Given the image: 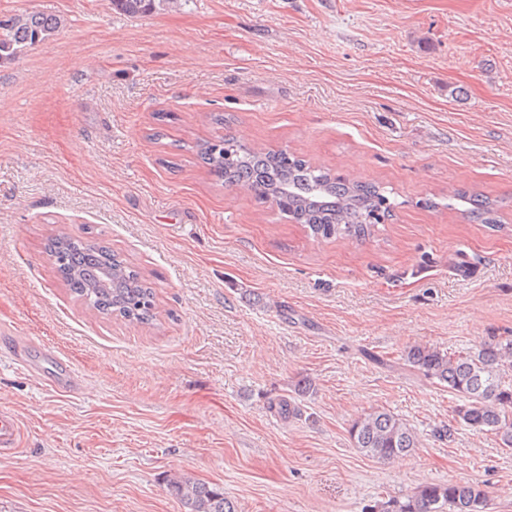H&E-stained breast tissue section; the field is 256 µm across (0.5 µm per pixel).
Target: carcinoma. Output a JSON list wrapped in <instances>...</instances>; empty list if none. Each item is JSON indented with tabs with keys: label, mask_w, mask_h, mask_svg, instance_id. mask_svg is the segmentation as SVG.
Returning <instances> with one entry per match:
<instances>
[{
	"label": "carcinoma",
	"mask_w": 512,
	"mask_h": 512,
	"mask_svg": "<svg viewBox=\"0 0 512 512\" xmlns=\"http://www.w3.org/2000/svg\"><path fill=\"white\" fill-rule=\"evenodd\" d=\"M163 0H113L122 12L135 16ZM57 16L41 11L7 15L0 25V64L17 59L48 40L58 30ZM203 162L218 180L239 185L261 200H273L279 210L308 229L316 239H363L389 216L392 205L375 184L336 176L311 166L293 154L245 148L232 137L207 144ZM454 199L469 205L465 214L482 224L495 222L496 204L465 191ZM47 251L71 294L107 316L150 324L156 320L153 288L125 259L106 246L65 232L48 241ZM406 360L428 379H436L462 398L457 416L469 426L495 432L503 447H512V384L503 380V367H512V340L490 343L473 352L444 353L414 345ZM354 446L366 456L390 461L419 447L414 429L397 415L374 410L350 429ZM183 512H237L224 492L191 478L167 484ZM487 492L467 482L428 483L401 500H376L363 512H486Z\"/></svg>",
	"instance_id": "carcinoma-1"
}]
</instances>
